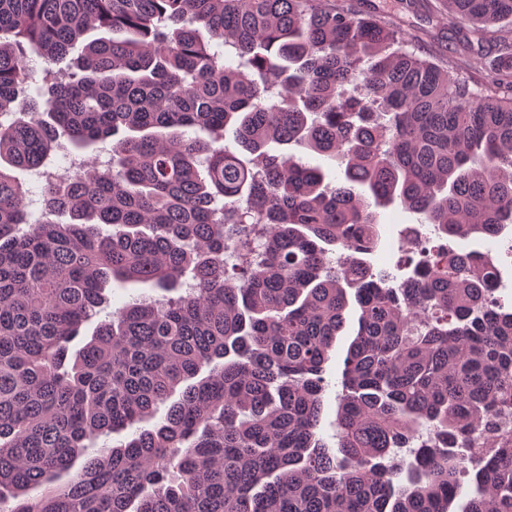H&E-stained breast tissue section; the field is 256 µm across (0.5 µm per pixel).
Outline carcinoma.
<instances>
[{
  "label": "carcinoma",
  "mask_w": 512,
  "mask_h": 512,
  "mask_svg": "<svg viewBox=\"0 0 512 512\" xmlns=\"http://www.w3.org/2000/svg\"><path fill=\"white\" fill-rule=\"evenodd\" d=\"M446 2L512 60V0ZM108 138L105 169L43 171ZM17 170L45 177L39 218ZM393 205L439 243L405 238L386 287L366 256ZM511 225L512 65L479 87L348 0H0V505L454 512L467 474L463 512H512V303L454 246ZM111 280L156 295L70 352ZM297 156L301 157L304 163L321 166L325 174V182L336 185V181L342 178V167L337 160L309 154L305 151L298 152ZM357 326V311L355 306H351L347 314L346 327L338 336L336 345L331 353V359L326 365V378L328 388L324 395V409L319 426V436L325 443L336 452L337 439L333 427L336 411V393L341 389L340 379L343 368V359L345 357L346 347L350 337L354 334Z\"/></svg>",
  "instance_id": "1"
}]
</instances>
